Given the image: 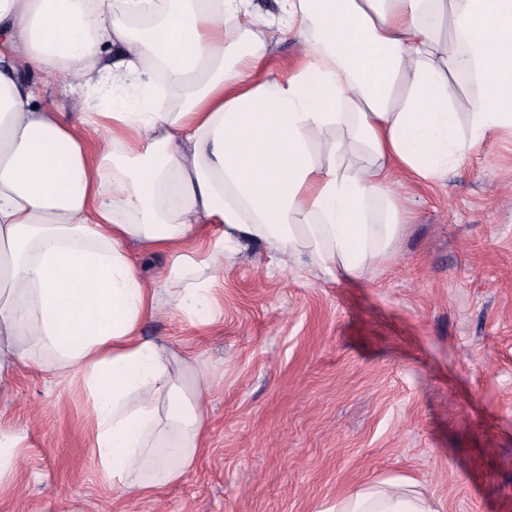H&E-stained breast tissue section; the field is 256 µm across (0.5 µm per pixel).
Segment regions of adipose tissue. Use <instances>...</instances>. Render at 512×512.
<instances>
[{
	"mask_svg": "<svg viewBox=\"0 0 512 512\" xmlns=\"http://www.w3.org/2000/svg\"><path fill=\"white\" fill-rule=\"evenodd\" d=\"M251 2L0 0V390L25 364L82 391L98 472L128 499L181 482L206 434L194 357L142 336L146 316L213 323L212 285L245 243L363 276L411 220L407 184L512 136V0ZM267 28L305 47L287 78L267 75ZM33 70L81 112L41 101ZM463 73L475 95H457ZM134 244L169 255L163 288ZM26 446L0 422V489ZM444 509L393 476L327 512Z\"/></svg>",
	"mask_w": 512,
	"mask_h": 512,
	"instance_id": "adipose-tissue-1",
	"label": "adipose tissue"
}]
</instances>
